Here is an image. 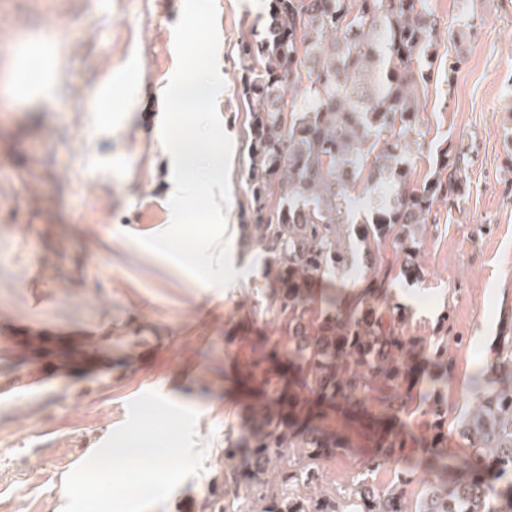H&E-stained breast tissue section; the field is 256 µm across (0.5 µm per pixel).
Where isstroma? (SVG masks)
Instances as JSON below:
<instances>
[{
  "label": "stroma",
  "mask_w": 512,
  "mask_h": 512,
  "mask_svg": "<svg viewBox=\"0 0 512 512\" xmlns=\"http://www.w3.org/2000/svg\"><path fill=\"white\" fill-rule=\"evenodd\" d=\"M266 0H216L217 99L233 143L222 244L238 276L203 282L139 244L171 220L160 92L176 68L182 0H0V512H63V482L154 391L197 412L203 467L147 512H201L224 477V439L250 398L233 379L260 339L265 279L240 247L247 207L248 108L239 43ZM438 66L420 90L415 180L431 145L464 154L465 190L421 232L423 279L398 288L405 335L430 338L448 317V410L458 412L495 338L512 336V0H432ZM461 58L454 77L448 61ZM61 75L52 102L16 85L6 62ZM111 92L113 109H94ZM35 334L43 352L22 356ZM85 341L86 367L63 372L50 349Z\"/></svg>",
  "instance_id": "35a3bbf8"
}]
</instances>
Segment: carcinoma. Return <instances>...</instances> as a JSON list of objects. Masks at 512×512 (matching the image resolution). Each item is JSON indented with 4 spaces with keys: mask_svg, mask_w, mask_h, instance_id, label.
Wrapping results in <instances>:
<instances>
[{
    "mask_svg": "<svg viewBox=\"0 0 512 512\" xmlns=\"http://www.w3.org/2000/svg\"><path fill=\"white\" fill-rule=\"evenodd\" d=\"M437 33L432 0H268L241 41L250 197L241 240L258 248L270 292L255 313L286 332L288 371L270 362L274 349L240 370L260 397L224 448V481L209 489L221 512H512V336L490 347L450 423L448 314L429 339L406 336L405 306L389 293L423 277L418 230L462 189V157L448 142L433 149L423 182L411 175ZM358 185L389 201L357 217L348 195ZM385 242L406 256L393 277L379 272ZM359 267L374 275L353 304L317 297L325 277ZM411 403L426 417L417 437L401 424ZM350 424L370 444L363 466L396 463L400 474L382 489L365 478L312 488L353 447ZM450 430L469 448L451 469ZM419 472L412 503L406 484Z\"/></svg>",
    "mask_w": 512,
    "mask_h": 512,
    "instance_id": "obj_1",
    "label": "carcinoma"
}]
</instances>
